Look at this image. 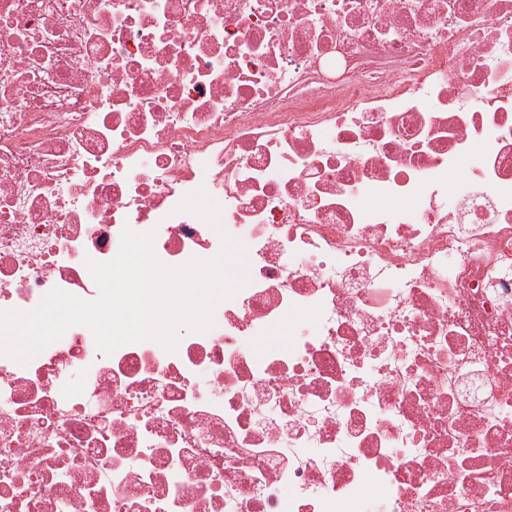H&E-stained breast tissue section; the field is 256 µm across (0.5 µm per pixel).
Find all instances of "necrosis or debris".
<instances>
[{"label":"necrosis or debris","instance_id":"4bbe7bcc","mask_svg":"<svg viewBox=\"0 0 512 512\" xmlns=\"http://www.w3.org/2000/svg\"><path fill=\"white\" fill-rule=\"evenodd\" d=\"M127 225L248 282L0 356V512H512V0H0V310Z\"/></svg>","mask_w":512,"mask_h":512}]
</instances>
